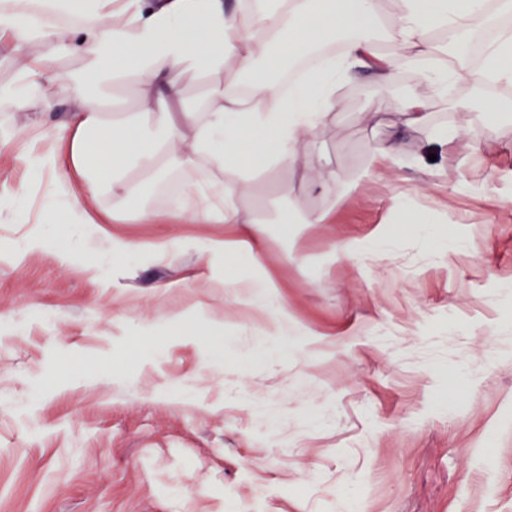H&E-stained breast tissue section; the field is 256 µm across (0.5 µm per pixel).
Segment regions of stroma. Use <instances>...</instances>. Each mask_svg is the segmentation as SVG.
Wrapping results in <instances>:
<instances>
[{
  "instance_id": "35a3bbf8",
  "label": "stroma",
  "mask_w": 512,
  "mask_h": 512,
  "mask_svg": "<svg viewBox=\"0 0 512 512\" xmlns=\"http://www.w3.org/2000/svg\"><path fill=\"white\" fill-rule=\"evenodd\" d=\"M423 91L407 67L342 85L323 191L253 175L261 267L215 250L222 224L40 223L54 179L27 161L67 114L0 112V512H512V82L475 152L406 128L399 101ZM396 131L401 163L329 224L282 223ZM375 236L387 252L336 253ZM243 275L277 283L305 341L269 335L275 303L224 285Z\"/></svg>"
}]
</instances>
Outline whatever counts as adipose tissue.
<instances>
[{
    "label": "adipose tissue",
    "instance_id": "adipose-tissue-1",
    "mask_svg": "<svg viewBox=\"0 0 512 512\" xmlns=\"http://www.w3.org/2000/svg\"><path fill=\"white\" fill-rule=\"evenodd\" d=\"M499 12L511 13L512 0H397L389 14L380 0H0V46L17 63L0 112L65 103L62 152L36 156L32 168L54 175L71 220L91 223L97 210L110 218L119 206L147 224H223L224 251L257 265L263 219L242 204L251 174L288 166L316 170L320 186L334 179L315 168L312 136L335 112L340 84L368 75L383 88L405 65L429 95L511 81V31L487 45L481 66L459 60L466 38ZM382 37L398 54L378 53ZM65 59L78 68L62 71ZM191 77L205 79L202 98L188 96ZM126 90L132 111L112 116ZM399 158L398 139L374 148L329 208L289 210V222L328 223ZM173 163L211 169L218 205L191 203L188 183L159 210L125 177Z\"/></svg>",
    "mask_w": 512,
    "mask_h": 512
}]
</instances>
